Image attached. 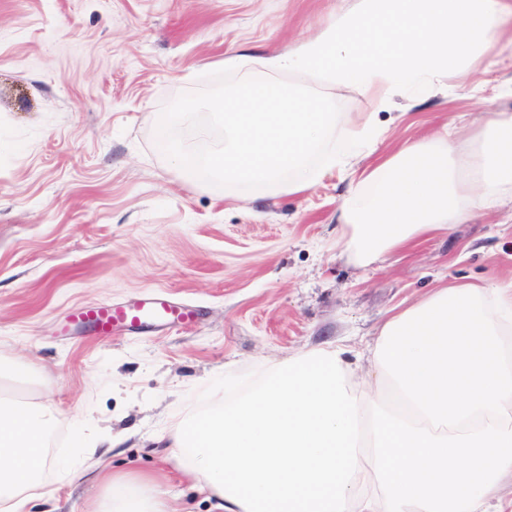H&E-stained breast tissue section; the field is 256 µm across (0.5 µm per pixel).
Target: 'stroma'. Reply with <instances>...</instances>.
I'll list each match as a JSON object with an SVG mask.
<instances>
[{
	"instance_id": "35a3bbf8",
	"label": "stroma",
	"mask_w": 512,
	"mask_h": 512,
	"mask_svg": "<svg viewBox=\"0 0 512 512\" xmlns=\"http://www.w3.org/2000/svg\"><path fill=\"white\" fill-rule=\"evenodd\" d=\"M356 0H0V368L55 404L47 469L24 512H97L102 481L68 467L105 459L147 476L173 512H210L158 437L176 415L217 414L266 367L329 342L361 350L380 323L452 281L512 277V211L479 213L364 265L344 250L338 209L352 175L315 189L182 175L157 140L224 143L212 114L241 72L317 37ZM512 112V56L490 82L443 80L378 111L384 138L358 169L453 121L466 135L484 99ZM161 293L195 307L187 328L99 336L73 311ZM123 435L117 447L105 440Z\"/></svg>"
}]
</instances>
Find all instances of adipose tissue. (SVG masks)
Masks as SVG:
<instances>
[{"label":"adipose tissue","instance_id":"obj_1","mask_svg":"<svg viewBox=\"0 0 512 512\" xmlns=\"http://www.w3.org/2000/svg\"><path fill=\"white\" fill-rule=\"evenodd\" d=\"M512 49V0H358L315 39L261 58L265 74L225 95L222 149L177 167L292 193L372 154L377 109L443 79L479 75ZM305 73L365 106L286 88ZM370 196L338 220L363 263L512 200V113L485 108L466 142L441 131L365 168ZM329 344L275 364L223 413L177 421L170 442L212 512H512V284L452 282L386 318L364 363ZM0 371V512L49 462L56 410L5 389ZM99 512H169L143 476L103 475Z\"/></svg>","mask_w":512,"mask_h":512}]
</instances>
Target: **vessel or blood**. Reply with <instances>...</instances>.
<instances>
[{
  "mask_svg": "<svg viewBox=\"0 0 512 512\" xmlns=\"http://www.w3.org/2000/svg\"><path fill=\"white\" fill-rule=\"evenodd\" d=\"M193 314L190 307L148 295L125 307L99 306L87 312L85 318L94 324L98 333L107 334L116 326L135 331L148 327H180L190 322Z\"/></svg>",
  "mask_w": 512,
  "mask_h": 512,
  "instance_id": "vessel-or-blood-1",
  "label": "vessel or blood"
}]
</instances>
